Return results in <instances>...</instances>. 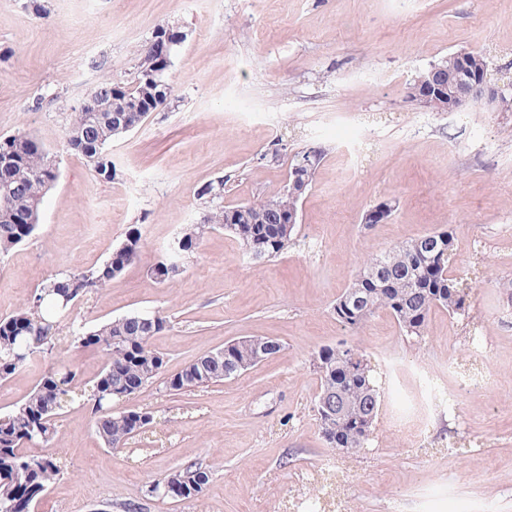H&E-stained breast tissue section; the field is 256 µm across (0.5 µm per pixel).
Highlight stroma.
Instances as JSON below:
<instances>
[{"label": "stroma", "mask_w": 512, "mask_h": 512, "mask_svg": "<svg viewBox=\"0 0 512 512\" xmlns=\"http://www.w3.org/2000/svg\"><path fill=\"white\" fill-rule=\"evenodd\" d=\"M163 25L185 34L168 103L113 140L117 175L103 181L68 150L69 114L101 80L131 85L135 47ZM460 51L512 81V0H0V136H36L59 166L37 230L0 256V317L55 274L103 263L131 227L142 234L138 259L61 321L52 353L0 382V414L58 361L96 377L103 356L72 345L73 329L131 313L165 319L151 346L166 375L242 338L282 346L208 387L177 395L159 378L118 402L155 418L149 438L119 451L97 438L89 407H68L47 445L65 473L36 512H289L295 491L320 494L302 477L331 455L338 512H512V112H432L406 97L416 72ZM311 147L322 158L286 253L252 261L213 227L173 280L151 276L203 219L200 185L225 179L228 205L267 200ZM385 200L390 220L363 224ZM448 227L465 314L433 311L420 337L384 311L355 332L337 321L332 307L367 257ZM476 330L484 382L467 393L450 365L466 362ZM342 342L362 349L382 393L355 454L328 447L315 411L316 357ZM424 386L434 402L416 441L396 418ZM188 463L212 473L200 501L152 494Z\"/></svg>", "instance_id": "1"}]
</instances>
